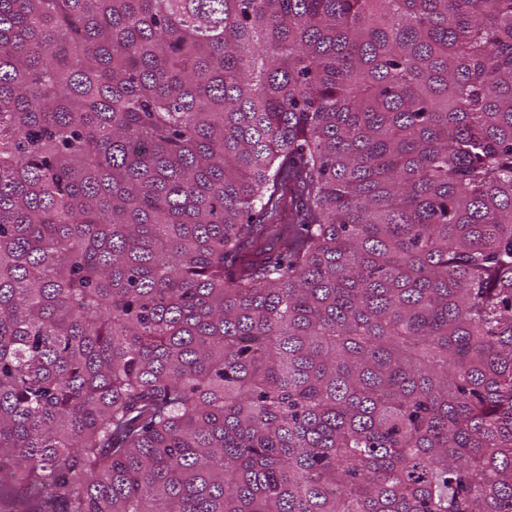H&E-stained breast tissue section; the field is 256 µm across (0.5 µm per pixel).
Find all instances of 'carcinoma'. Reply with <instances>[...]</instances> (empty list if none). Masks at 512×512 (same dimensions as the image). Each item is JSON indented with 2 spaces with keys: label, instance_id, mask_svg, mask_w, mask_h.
<instances>
[{
  "label": "carcinoma",
  "instance_id": "carcinoma-1",
  "mask_svg": "<svg viewBox=\"0 0 512 512\" xmlns=\"http://www.w3.org/2000/svg\"><path fill=\"white\" fill-rule=\"evenodd\" d=\"M8 512H512V0H0Z\"/></svg>",
  "mask_w": 512,
  "mask_h": 512
}]
</instances>
